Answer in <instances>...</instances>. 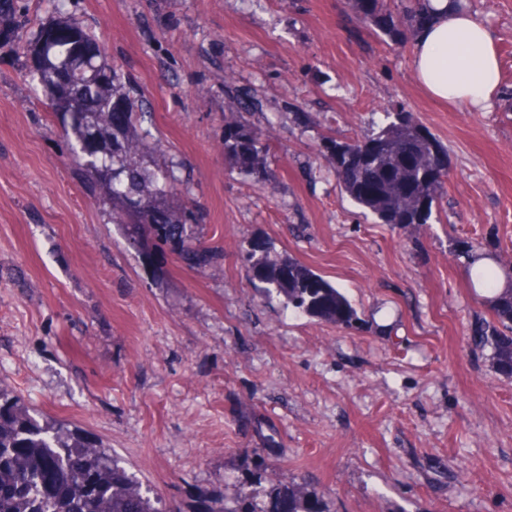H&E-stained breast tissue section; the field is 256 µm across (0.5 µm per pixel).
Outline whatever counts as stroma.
Instances as JSON below:
<instances>
[{
  "label": "stroma",
  "mask_w": 512,
  "mask_h": 512,
  "mask_svg": "<svg viewBox=\"0 0 512 512\" xmlns=\"http://www.w3.org/2000/svg\"><path fill=\"white\" fill-rule=\"evenodd\" d=\"M501 90L484 112L435 100L413 45L345 0H66L142 100L150 167L201 206L205 270L130 245L90 199L63 128L0 50V383L121 456L170 512H218L264 460L332 512H512V376L472 336L491 313L466 240L512 263V0H474ZM274 122L276 179L239 174L224 115ZM406 111L448 149L429 224L376 223L336 186L322 137ZM295 259L360 324L265 298L243 250Z\"/></svg>",
  "instance_id": "obj_1"
}]
</instances>
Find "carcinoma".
Masks as SVG:
<instances>
[{"label":"carcinoma","mask_w":512,"mask_h":512,"mask_svg":"<svg viewBox=\"0 0 512 512\" xmlns=\"http://www.w3.org/2000/svg\"><path fill=\"white\" fill-rule=\"evenodd\" d=\"M54 16L24 37L17 0H0V49L25 55L28 76L67 130L75 158L93 198L112 203V221L129 238L188 266L210 265L213 248L199 227L198 202L179 207L170 172L142 166L144 135L135 124L138 97L131 82L109 62L94 37L64 13V0H48ZM356 15L387 39L408 44L436 18L430 0H351ZM269 131L252 126L241 112L224 114V153L245 177L273 181L268 164ZM340 191L378 223L408 228L431 221L446 196L448 150L409 112H393L362 138L323 137ZM466 259L473 287L489 293L496 325L475 334L492 349L493 367L512 376V285L497 288L498 271L481 266L473 246ZM249 269L267 292L285 297L296 312L354 328L359 317L347 298L302 263L272 264L256 246ZM511 332L503 334L499 328ZM0 512H165L118 455L63 421L41 415L0 383ZM220 512H330L324 497L305 483L266 486L253 475L239 482L232 503Z\"/></svg>","instance_id":"1"}]
</instances>
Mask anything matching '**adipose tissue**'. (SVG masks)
I'll return each instance as SVG.
<instances>
[{
	"mask_svg": "<svg viewBox=\"0 0 512 512\" xmlns=\"http://www.w3.org/2000/svg\"><path fill=\"white\" fill-rule=\"evenodd\" d=\"M438 20L416 42L411 68L432 97L470 110L487 108L500 87L493 35L479 17L433 0Z\"/></svg>",
	"mask_w": 512,
	"mask_h": 512,
	"instance_id": "1",
	"label": "adipose tissue"
}]
</instances>
